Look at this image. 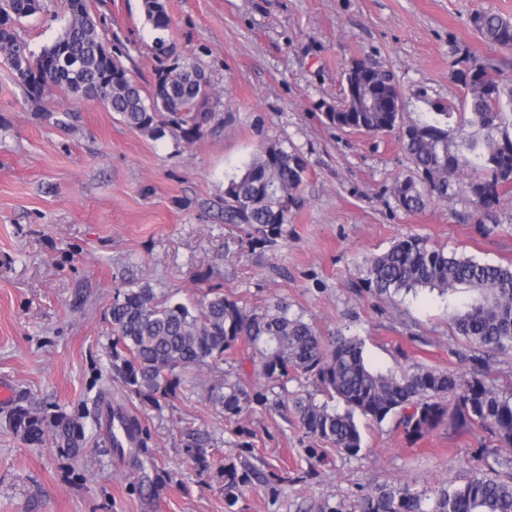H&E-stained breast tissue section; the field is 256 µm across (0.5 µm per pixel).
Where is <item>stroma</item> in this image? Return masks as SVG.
<instances>
[{"label":"stroma","instance_id":"stroma-1","mask_svg":"<svg viewBox=\"0 0 512 512\" xmlns=\"http://www.w3.org/2000/svg\"><path fill=\"white\" fill-rule=\"evenodd\" d=\"M171 37L204 69L218 102L212 129L187 144L153 139L95 102L54 92L26 103L0 66V381L40 406L82 407L86 445L74 460L53 444L32 447L11 429L0 404V512H225L219 469L201 472L186 449L205 441L215 459L276 473L282 492L246 486L237 512H317L324 501L405 480L430 490L459 483L477 464L481 430L440 424L409 439L399 417L360 420L362 450L350 458L307 437L296 418L266 406L236 418L207 399L214 372L191 392L157 407L101 379L109 365L105 313L115 284L149 283L181 301L212 285L263 307L282 299L323 336L364 343L381 370L415 366L475 373L473 346L448 318L466 290L447 299L377 296L367 288L372 256L402 235L494 264L512 262V186L494 219L478 224L461 190L470 174L449 175L455 194L407 213L393 197L412 164L397 133L371 136L328 126L326 106L343 97L345 69L367 59L393 71L403 124L452 105L448 148L474 132L451 76L454 46L494 60L512 78V51L487 46L470 18L492 10L512 18V0H167ZM106 16L122 62L146 87L155 80L153 34L142 0H89ZM67 15L63 0L17 29L32 48L50 43ZM308 161L301 204L288 237L273 247L224 221V181L270 138ZM136 418L146 446L117 453L110 412ZM155 476L154 491L140 487Z\"/></svg>","mask_w":512,"mask_h":512}]
</instances>
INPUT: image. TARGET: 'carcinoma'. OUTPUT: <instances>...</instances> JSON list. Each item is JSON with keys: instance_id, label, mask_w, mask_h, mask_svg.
Wrapping results in <instances>:
<instances>
[{"instance_id": "1", "label": "carcinoma", "mask_w": 512, "mask_h": 512, "mask_svg": "<svg viewBox=\"0 0 512 512\" xmlns=\"http://www.w3.org/2000/svg\"><path fill=\"white\" fill-rule=\"evenodd\" d=\"M66 2L68 20L60 39L79 61L71 73L50 76L45 49H31L12 26L0 29V63L12 69L18 53L24 55L27 72L16 81L26 102L38 108L56 89L75 99L82 88L89 100L118 115L126 126L155 139H200L217 116V101L204 72L178 54L169 40L172 21L161 0H143L142 8L154 33L157 79L174 80V89L162 104L155 89L144 90L108 49V32L90 13L88 0ZM38 10L35 0H0V12L20 20ZM471 23L489 46L512 49L511 18L480 10ZM459 64L465 68L454 70V76L464 89L468 123L477 129L465 142L466 156L448 151L451 106L436 105L429 119L400 124L404 105L395 76L370 64L361 72L344 73L345 83L360 84L361 98L346 95L341 105L323 113L328 125L342 130H400L415 169V176L397 182L393 191L397 206L406 212H416L432 199H447L448 175L463 166L483 173L464 188L485 217L498 203L499 188L512 184V82L499 79L490 62L467 51L453 62ZM307 168L300 153L288 150L279 139L268 140L242 172L224 184L225 221L250 228L262 245H277L288 234ZM367 282L379 295L424 288L443 296L467 288L470 300L452 315L456 331L483 356L512 350L511 263L493 265L449 255L426 238L409 234L371 259ZM107 318L112 379L157 407L192 389L194 371L207 367L221 373L209 389V400L228 418L255 405L280 407L295 416L309 437L349 457L362 450L357 414L373 422L397 415L412 440L445 422L456 432H486L509 465L506 473L479 466L464 482L431 491L408 483L385 484L360 495L350 507L342 501L326 502L320 512H512V393L503 395L478 378L462 383L455 373L434 368L375 370L365 360L360 339L339 336L327 343L310 323L290 314L288 303L279 300L250 308L215 286L199 289L186 304L155 292L147 283L123 281L114 289ZM242 346L262 375L280 383V388L292 374L312 381L315 392H260L240 376L224 375V356ZM319 395L325 400H317ZM82 419L78 412L31 403L17 404L9 414L11 428L24 442L39 446L52 438L59 452L71 459L79 457L85 438ZM187 453L201 471L210 469L202 445L188 447ZM222 472L224 505L230 510L242 488L252 483V473L238 470L230 461Z\"/></svg>"}]
</instances>
